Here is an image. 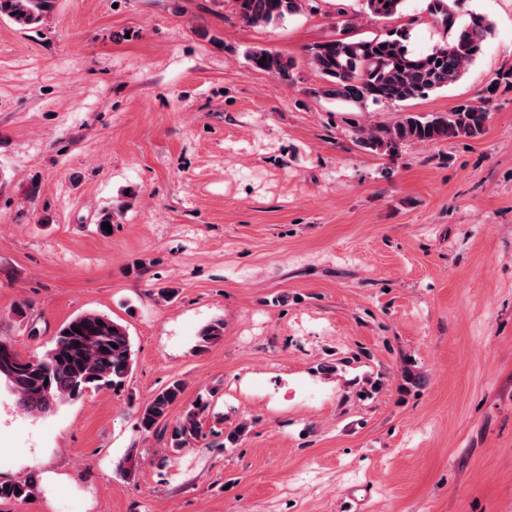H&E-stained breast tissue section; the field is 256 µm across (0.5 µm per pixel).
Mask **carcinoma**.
I'll use <instances>...</instances> for the list:
<instances>
[{"mask_svg": "<svg viewBox=\"0 0 512 512\" xmlns=\"http://www.w3.org/2000/svg\"><path fill=\"white\" fill-rule=\"evenodd\" d=\"M308 0H234L239 19L249 26L277 24L296 15ZM406 0H364L368 13L388 20L402 13ZM49 0H0V16L27 29L43 22ZM430 16L446 29L448 38L428 53L409 50L407 29L395 27L373 38L340 37L313 44L308 50L310 64L325 80L318 93L344 103L365 105L405 102L443 89L458 81L482 51L492 32L486 17L472 15L457 23L448 0H430ZM250 66L276 76L292 79L295 63L282 54L264 48L247 52ZM512 92V68L504 70L486 86L480 103L464 101L452 110L431 115L402 112L390 123L375 126L359 138L362 148L395 154L408 143H430L484 133L490 118V104ZM81 333L74 332V329ZM224 335V322L215 321L199 333L210 344ZM134 364L132 343L126 327L104 315L83 313L63 324L52 346L30 358L16 350L0 354V379L7 381L17 404L28 412H45L63 401H76L88 390L124 386ZM184 392L174 380L157 392L141 409L138 428L143 434L158 430L168 418L170 407ZM209 404L195 403L172 426L170 445L179 450L190 445L201 432V417ZM34 481H0L1 500H22L34 495Z\"/></svg>", "mask_w": 512, "mask_h": 512, "instance_id": "obj_1", "label": "carcinoma"}]
</instances>
